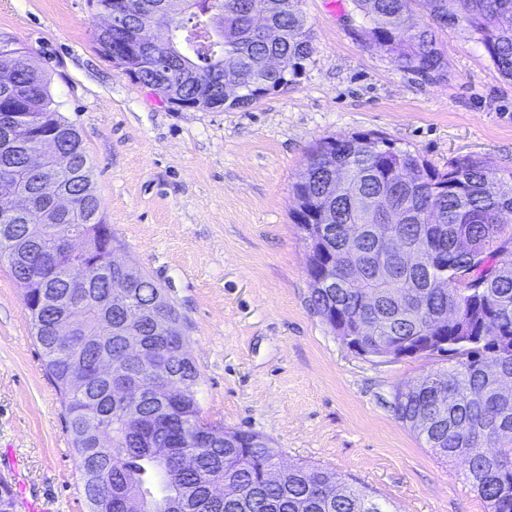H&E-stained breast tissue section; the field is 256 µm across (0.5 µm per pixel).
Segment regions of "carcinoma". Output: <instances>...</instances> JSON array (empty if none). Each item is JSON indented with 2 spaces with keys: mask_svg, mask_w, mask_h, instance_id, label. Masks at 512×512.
Instances as JSON below:
<instances>
[{
  "mask_svg": "<svg viewBox=\"0 0 512 512\" xmlns=\"http://www.w3.org/2000/svg\"><path fill=\"white\" fill-rule=\"evenodd\" d=\"M135 10L153 14L172 28L174 46L144 38L147 53L169 55L161 69L143 71V84L167 100L206 97L217 109L254 102L251 94H224L227 83L258 85L271 94L304 71L314 53L306 17L296 0H224V29L233 37L225 45L205 36L206 17L188 0H128ZM430 19L457 18V26L478 36L500 74L512 80V0H354L361 29L392 54L403 68L434 72L444 63L433 26L413 21L411 3ZM264 16L279 31L278 39H261L249 28L248 11ZM240 59L233 74L216 66L224 53ZM27 48L0 42V72L13 74L0 83V113L17 115L10 147L0 150V184L8 181L29 192L33 209L19 220L48 225L40 240L50 273L31 289L24 304L46 369L62 396L68 428L80 459L83 491L90 512H120L112 492L141 491L147 512H169V500L156 498L152 479L161 461L193 452L197 465L174 474L172 495L190 502V512H395L378 499L318 464L280 465V449L252 432L226 429L209 422L199 404V372L178 346L144 314L163 296L150 277L139 273L127 301L152 359L172 376L173 396L164 401L149 395L153 374L124 360L118 338L101 327L102 307L111 304L109 281L99 261L112 243L93 186V167L75 126L57 109L45 73L27 62ZM69 157L59 167L48 162L42 171L27 166L43 150L45 135ZM367 134L320 141L294 185L303 210L296 212L303 237L314 226L326 227L322 245L327 260L347 264L372 293L338 285L313 288L316 312L336 313V328L351 329L372 316L363 342L374 349L399 342L421 356H448V367L420 377L412 389L395 394L396 418L444 462L462 458L465 479L486 503L488 512H512V173H500L480 157H463L448 169L430 167L419 156L386 139L374 138L377 149L366 152ZM403 170L414 180L398 182ZM394 216L393 233L426 255L424 268L400 267L388 246L371 236L358 243L345 240L346 224H376ZM76 237L84 249L72 254L57 249L62 237ZM83 264L90 286L74 296L85 308L81 336L69 345L56 341V318L43 307L46 296L71 292L68 269ZM470 277L461 288L456 274ZM115 361L118 376L137 402V414L113 395L112 381H94L74 390L79 355ZM112 434L111 452L99 446V434ZM94 470L97 481L87 479ZM223 484L224 498L213 501L207 488ZM0 478V512H17L16 498Z\"/></svg>",
  "mask_w": 512,
  "mask_h": 512,
  "instance_id": "obj_1",
  "label": "carcinoma"
}]
</instances>
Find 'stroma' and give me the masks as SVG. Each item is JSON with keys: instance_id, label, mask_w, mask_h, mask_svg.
<instances>
[{"instance_id": "obj_1", "label": "stroma", "mask_w": 512, "mask_h": 512, "mask_svg": "<svg viewBox=\"0 0 512 512\" xmlns=\"http://www.w3.org/2000/svg\"><path fill=\"white\" fill-rule=\"evenodd\" d=\"M315 51L243 108L176 110L98 52L88 0H0V35L50 76L79 130L117 259L177 310L214 425L250 431L285 463L345 475L397 512H487L461 462L440 461L394 415L397 388L440 361L365 358L312 309L293 185L315 145L373 134L446 170L464 155L512 172V80L467 30H439L445 65L400 67L352 0H303ZM0 263V476L49 512H88L60 397Z\"/></svg>"}]
</instances>
